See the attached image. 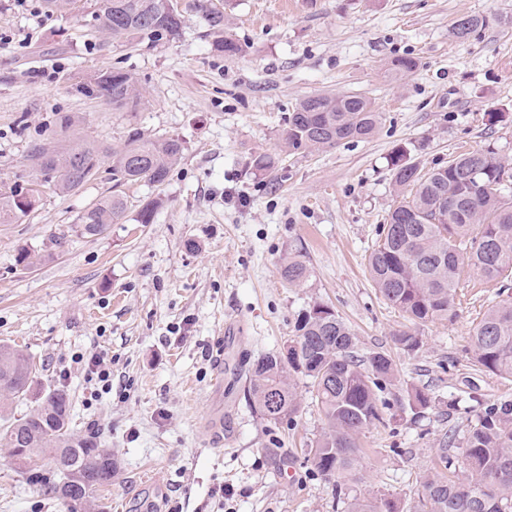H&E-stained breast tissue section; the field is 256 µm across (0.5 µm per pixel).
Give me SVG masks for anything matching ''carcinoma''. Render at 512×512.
I'll return each mask as SVG.
<instances>
[{"label": "carcinoma", "instance_id": "cac0c4a2", "mask_svg": "<svg viewBox=\"0 0 512 512\" xmlns=\"http://www.w3.org/2000/svg\"><path fill=\"white\" fill-rule=\"evenodd\" d=\"M211 48L237 57L245 47L226 31L224 7L197 0ZM178 0H100L92 13L95 29L133 46L156 47L178 41L183 21ZM487 24L462 16L452 35L466 40ZM417 68L411 56L388 63L395 77ZM78 90L99 93L116 107L134 108L140 99L134 78L121 69L98 72ZM382 122L373 102L360 93H317L302 98L288 116L283 140L288 154L331 148L343 141L371 136ZM183 154L175 138L129 136L112 151V182L163 184ZM103 150L80 144L59 151L42 146L32 155L40 170L63 193L73 192L99 171ZM400 150L391 159L396 185L411 188L390 210L381 238L368 257L371 279L380 295L397 308L410 326L394 334L399 349L414 354L422 347L417 328L456 317V288L463 266L485 280L512 282V168L491 150L461 153L423 174ZM126 210L118 193L100 198L77 216L82 225L106 231ZM25 212L17 194H0V224H13ZM281 275L293 287L302 286L310 269L300 255L288 258ZM472 357L484 371L512 378V294L487 308L471 335ZM307 378L324 421V431L309 454L325 477L356 475L358 436L365 428L385 423L377 391L395 376L393 360L375 353L360 360L355 334L330 306L314 303L297 315L294 334L282 349L257 360L249 375V395L263 419L277 424L294 415L298 398L294 377ZM279 396L272 405L268 398ZM32 397L37 408L0 426V447L9 449L17 471L67 509L96 510L97 495L112 485L117 463L94 435L71 430V402L60 388L35 385L34 361L23 350L0 345V412L4 402ZM432 397L423 389L406 390L402 402L413 415L429 409ZM466 476L427 474L417 489L416 504L405 509L390 499L354 498L347 512H512V403L490 404L475 414L462 442ZM51 454L54 478L41 474L40 461Z\"/></svg>", "mask_w": 512, "mask_h": 512}]
</instances>
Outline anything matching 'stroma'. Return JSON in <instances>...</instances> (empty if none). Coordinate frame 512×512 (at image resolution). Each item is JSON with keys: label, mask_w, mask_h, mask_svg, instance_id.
Listing matches in <instances>:
<instances>
[{"label": "stroma", "mask_w": 512, "mask_h": 512, "mask_svg": "<svg viewBox=\"0 0 512 512\" xmlns=\"http://www.w3.org/2000/svg\"><path fill=\"white\" fill-rule=\"evenodd\" d=\"M229 0L245 55L215 53L193 0H182L177 42L129 47L99 33L96 0L48 11L43 0H0V193L36 185L35 207L0 224V344L26 350L42 385L67 391L80 434H95L118 465L103 512H346L353 498L411 503L438 450L460 447L483 405L512 402V378L481 370L469 343L501 288L466 271L453 322L420 327L407 355L393 342L406 321L379 294L366 259L402 198L391 158L428 170L462 152L493 149L512 165V0ZM463 15L488 24L451 34ZM416 58L409 76L385 71ZM120 68L136 80V108L77 87ZM361 93L382 123L367 139L292 156L282 151L288 114L307 95ZM76 122L67 130L57 115ZM176 138L183 157L160 186L121 187L127 209L102 235L81 237L77 215L112 191V161L79 190L41 182L35 145L91 143L109 151L132 133ZM278 156L275 169H247ZM163 204L153 223L137 215ZM43 261L19 264L20 249ZM302 252L310 277L289 286L280 267ZM332 307L357 353L383 352L397 378L379 394L386 422L359 436L355 477L318 474L308 450L324 422L307 379L299 408L277 424L249 398L247 370L292 336L298 313ZM105 353L112 388L87 360ZM427 390L421 416L399 405ZM223 488V499L211 492ZM0 512H67L16 472L0 448Z\"/></svg>", "instance_id": "obj_1"}]
</instances>
